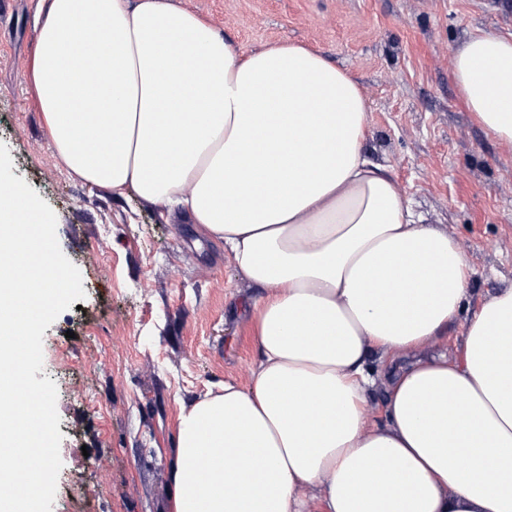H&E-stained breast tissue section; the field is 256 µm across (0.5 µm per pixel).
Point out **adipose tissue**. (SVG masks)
<instances>
[{
  "mask_svg": "<svg viewBox=\"0 0 512 512\" xmlns=\"http://www.w3.org/2000/svg\"><path fill=\"white\" fill-rule=\"evenodd\" d=\"M448 64L511 146L512 34ZM30 74L70 173L185 209L259 290L249 385L180 410L170 512H512V288L462 316L469 262L367 158L348 71L243 53L173 0H50ZM408 350L369 420L371 361Z\"/></svg>",
  "mask_w": 512,
  "mask_h": 512,
  "instance_id": "adipose-tissue-1",
  "label": "adipose tissue"
}]
</instances>
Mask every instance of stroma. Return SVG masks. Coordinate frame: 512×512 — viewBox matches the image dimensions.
<instances>
[{"label":"stroma","mask_w":512,"mask_h":512,"mask_svg":"<svg viewBox=\"0 0 512 512\" xmlns=\"http://www.w3.org/2000/svg\"><path fill=\"white\" fill-rule=\"evenodd\" d=\"M245 52L300 42L348 70L370 106L365 151L413 210L458 243L472 311L512 288V148L460 100L449 52L512 32V0H175ZM48 0L0 17V143L57 217L85 297L44 332L62 468L52 512H169L181 406L256 361L253 288L223 244L178 209L71 175L43 124L29 66Z\"/></svg>","instance_id":"35a3bbf8"}]
</instances>
